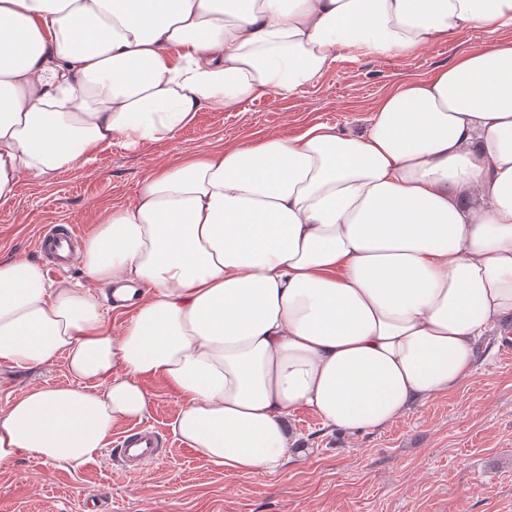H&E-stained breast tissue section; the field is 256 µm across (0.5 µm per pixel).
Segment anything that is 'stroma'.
Returning <instances> with one entry per match:
<instances>
[{
    "mask_svg": "<svg viewBox=\"0 0 512 512\" xmlns=\"http://www.w3.org/2000/svg\"><path fill=\"white\" fill-rule=\"evenodd\" d=\"M512 40V28L470 30L426 51L376 57L343 49L334 66L291 94L226 109L210 106L171 141L140 148L121 142L51 180H22L0 204V259L33 257L43 227L70 224L91 234L103 210L127 205L147 167L177 151L237 144L266 133L290 138L311 123L366 128L371 105L388 89L428 76L462 53ZM512 318L481 346L482 362L452 393L358 434L330 429L299 411L281 471L230 474L194 453L171 430L181 401L148 380L153 398L143 425L161 433L164 457L122 470L110 454L72 472L24 454L0 466V512H512ZM64 359L35 374L0 366V410L30 385L71 382Z\"/></svg>",
    "mask_w": 512,
    "mask_h": 512,
    "instance_id": "1",
    "label": "stroma"
}]
</instances>
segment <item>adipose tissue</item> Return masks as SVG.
Instances as JSON below:
<instances>
[{
  "label": "adipose tissue",
  "instance_id": "adipose-tissue-1",
  "mask_svg": "<svg viewBox=\"0 0 512 512\" xmlns=\"http://www.w3.org/2000/svg\"><path fill=\"white\" fill-rule=\"evenodd\" d=\"M502 28L512 0H0V204L114 140L292 93L341 48ZM76 259L81 282L0 260V363L61 356L74 378L0 412L1 466L94 461L150 411L147 380L182 402L173 433L235 475L279 472L300 410L382 428L462 384L512 315V41L386 91L363 131L174 154ZM108 285L134 307L117 334Z\"/></svg>",
  "mask_w": 512,
  "mask_h": 512
}]
</instances>
